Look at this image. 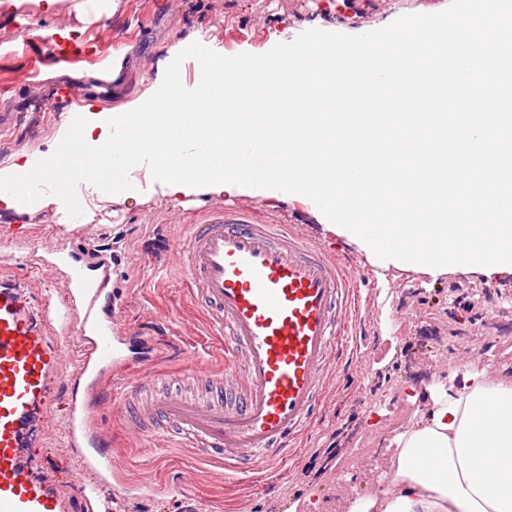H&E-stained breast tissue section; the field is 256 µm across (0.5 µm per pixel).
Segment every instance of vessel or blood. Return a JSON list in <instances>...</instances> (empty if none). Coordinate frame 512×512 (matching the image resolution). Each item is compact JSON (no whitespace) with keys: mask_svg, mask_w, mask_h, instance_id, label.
<instances>
[{"mask_svg":"<svg viewBox=\"0 0 512 512\" xmlns=\"http://www.w3.org/2000/svg\"><path fill=\"white\" fill-rule=\"evenodd\" d=\"M179 250L188 285L223 332L225 365L206 397L165 392L145 408L171 421L201 455L225 472L287 460L311 425L332 354L345 350L359 280L333 255L282 224L248 212L209 210L190 225ZM87 248L55 252L65 296L27 301L17 282L0 280V512H80L100 501L120 468L95 423L96 395L124 359L112 291L84 264ZM83 342L67 387L65 443L100 481L59 490L24 458L27 428L45 409L60 367L52 336Z\"/></svg>","mask_w":512,"mask_h":512,"instance_id":"obj_1","label":"vessel or blood"}]
</instances>
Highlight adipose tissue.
<instances>
[{
  "label": "adipose tissue",
  "instance_id": "adipose-tissue-1",
  "mask_svg": "<svg viewBox=\"0 0 512 512\" xmlns=\"http://www.w3.org/2000/svg\"><path fill=\"white\" fill-rule=\"evenodd\" d=\"M425 397L387 440V489L358 512H512V384L471 366Z\"/></svg>",
  "mask_w": 512,
  "mask_h": 512
}]
</instances>
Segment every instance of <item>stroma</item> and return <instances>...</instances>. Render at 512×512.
<instances>
[{
    "label": "stroma",
    "mask_w": 512,
    "mask_h": 512,
    "mask_svg": "<svg viewBox=\"0 0 512 512\" xmlns=\"http://www.w3.org/2000/svg\"><path fill=\"white\" fill-rule=\"evenodd\" d=\"M451 0H0V168L15 154L49 155L62 124L85 109H113L140 100L153 87L158 65L172 48L198 41L227 55L261 54L317 28L348 35L382 28L409 14L444 11ZM141 201L87 194L83 209L98 219L68 217L47 195L35 205L0 210V253L18 238L30 260L0 263V275L28 288L33 304L44 294L62 299L59 276L38 263L60 244H93L92 266L111 265L122 330L151 337L158 350L154 387L200 394L224 367V339L206 321L176 246L194 215L205 209L256 210L286 224L329 253L346 258L362 280V312L347 351L330 365L327 402L283 474L262 470L239 480L198 456L186 441L149 425H132L120 409L103 408L101 428L123 468L105 489V507L92 512H349L354 500L375 494L386 471V437L416 409L411 389L447 381L463 370L450 337L471 336V361L493 379L512 381V279L446 275L431 280L409 269L381 271L345 238L326 231L309 204L248 195L193 194L171 202L148 167L134 172ZM494 295L478 320H468L451 286ZM79 355L63 344V374L50 386L47 412L28 434L24 453L61 489L92 477L67 448L65 375ZM347 426L342 453L325 461L334 433Z\"/></svg>",
    "instance_id": "stroma-1"
}]
</instances>
